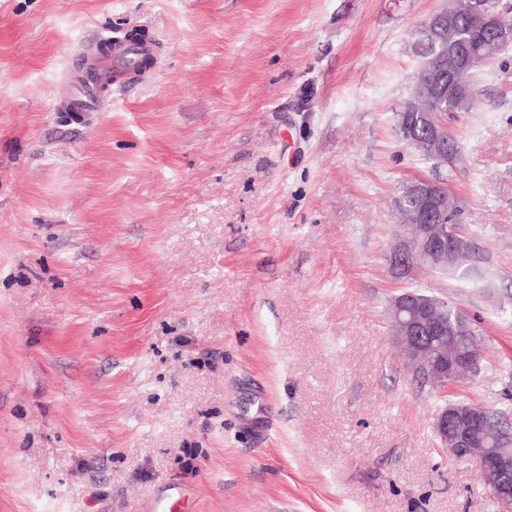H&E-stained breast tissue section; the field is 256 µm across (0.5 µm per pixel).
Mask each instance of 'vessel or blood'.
<instances>
[{
    "mask_svg": "<svg viewBox=\"0 0 512 512\" xmlns=\"http://www.w3.org/2000/svg\"><path fill=\"white\" fill-rule=\"evenodd\" d=\"M148 51L147 46L114 39L108 58L101 59L89 54L78 57L73 63L72 91L68 98L60 100L57 109L70 118L84 112L97 111L102 90H124L127 82L112 79V71L132 67Z\"/></svg>",
    "mask_w": 512,
    "mask_h": 512,
    "instance_id": "1",
    "label": "vessel or blood"
}]
</instances>
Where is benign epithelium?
<instances>
[{
	"mask_svg": "<svg viewBox=\"0 0 512 512\" xmlns=\"http://www.w3.org/2000/svg\"><path fill=\"white\" fill-rule=\"evenodd\" d=\"M490 9V0H452L426 21L427 37L443 43L450 41L448 56L432 55L418 51V71L434 75L448 70V82L428 80L417 86V92L425 101L446 100L463 109L468 105L467 86L461 77L477 65L464 44L456 37H448L458 18H481ZM497 27L488 32L487 43L498 48L512 42V14L503 10ZM397 125L406 132V142L426 158L443 163L448 158V122L436 112H399ZM438 183L420 179L405 187V193L419 202L410 212V238L394 252L396 265L409 268L448 267L461 268V258L466 244L459 221H446L453 209V199H438ZM388 314L395 329L399 348L409 366L426 365L433 385L448 392V381L459 380L463 373H473L478 368L479 357L475 350L464 349L474 326L448 312L422 305L417 296L403 292L392 298ZM485 425L481 407L465 402H446L434 418V431L450 455L462 461H472L479 467L485 485L494 493L505 510L512 509V449L489 451L490 445L501 440L500 434L492 433L481 439L476 432Z\"/></svg>",
	"mask_w": 512,
	"mask_h": 512,
	"instance_id": "1",
	"label": "benign epithelium"
}]
</instances>
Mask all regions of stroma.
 <instances>
[{
  "mask_svg": "<svg viewBox=\"0 0 512 512\" xmlns=\"http://www.w3.org/2000/svg\"><path fill=\"white\" fill-rule=\"evenodd\" d=\"M443 0H0V512H495L434 433L445 398L512 415V50L452 112V165L396 131ZM155 64L55 105L95 37ZM443 180L467 271L403 269V188ZM482 335L447 393L390 299Z\"/></svg>",
  "mask_w": 512,
  "mask_h": 512,
  "instance_id": "35a3bbf8",
  "label": "stroma"
}]
</instances>
